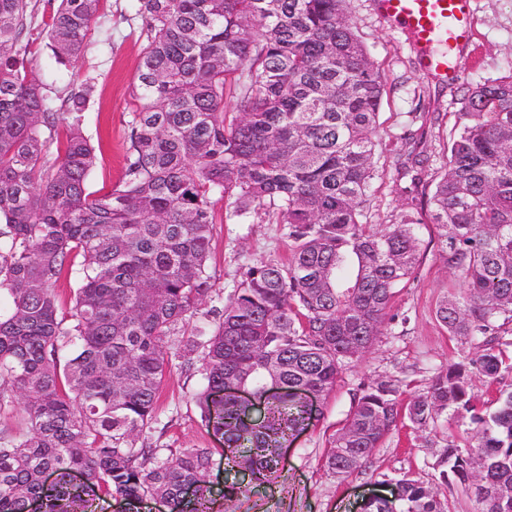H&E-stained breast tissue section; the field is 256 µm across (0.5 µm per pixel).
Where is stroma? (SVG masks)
I'll use <instances>...</instances> for the list:
<instances>
[{"label":"stroma","instance_id":"stroma-1","mask_svg":"<svg viewBox=\"0 0 512 512\" xmlns=\"http://www.w3.org/2000/svg\"><path fill=\"white\" fill-rule=\"evenodd\" d=\"M475 38L470 52L460 58L462 76L478 81L496 78L512 63V0H474ZM350 10L373 60L387 81L388 94L379 114V136L388 149L379 164L370 223H393L402 203L404 183L397 177L391 147L403 133H414L420 150L430 158L421 174L445 161L443 143L456 121L458 106L447 82L420 70L416 54L399 30L380 17L373 0H351ZM146 40L140 34L134 0H103L92 26L91 38L79 64L80 74L98 79L97 95L85 112L84 131L97 139V163L88 188L100 195L121 186L127 129L136 101L132 89ZM424 104L427 117L413 119L416 104ZM421 265L396 295L391 309L395 319L389 331L359 362L351 364L335 386L317 404L318 419L311 422L286 448L284 464L275 478L262 486L244 484L234 501V512H360L362 500L373 494L391 496L394 482L403 476L431 483L446 498L451 512H476L464 484L443 476L440 454L448 441L464 446V427L453 422L423 430L401 421L370 456L367 464L348 478L333 475L325 465L328 442L349 414L360 385L390 379L399 385L402 399L421 390L438 369L460 362L468 344L449 336L435 320V308L444 295L461 288L457 272L440 258L439 231L429 224L420 231ZM291 244L279 224L254 220L248 224H217L212 230L209 269L216 299L202 304V311L222 307L232 294L245 260H288ZM205 384L201 367L185 372L172 363L159 401L155 421L146 436L153 445L175 451L208 448L212 451L210 480L223 489L226 474L220 436L202 423L196 396Z\"/></svg>","mask_w":512,"mask_h":512}]
</instances>
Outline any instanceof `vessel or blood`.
Wrapping results in <instances>:
<instances>
[{
  "label": "vessel or blood",
  "instance_id": "1",
  "mask_svg": "<svg viewBox=\"0 0 512 512\" xmlns=\"http://www.w3.org/2000/svg\"><path fill=\"white\" fill-rule=\"evenodd\" d=\"M377 13L407 36L422 71L452 81L457 52L473 39V0H374Z\"/></svg>",
  "mask_w": 512,
  "mask_h": 512
}]
</instances>
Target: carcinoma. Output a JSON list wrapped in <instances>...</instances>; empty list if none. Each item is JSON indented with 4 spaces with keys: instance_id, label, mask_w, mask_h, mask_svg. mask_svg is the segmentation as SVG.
Instances as JSON below:
<instances>
[{
    "instance_id": "obj_1",
    "label": "carcinoma",
    "mask_w": 512,
    "mask_h": 512,
    "mask_svg": "<svg viewBox=\"0 0 512 512\" xmlns=\"http://www.w3.org/2000/svg\"><path fill=\"white\" fill-rule=\"evenodd\" d=\"M102 0H48L41 31L32 0H0V512H96L112 498L126 512L159 500L169 512H228L240 488L210 492L211 449L165 453L140 440L159 408L172 357L194 367L204 349L202 421L224 437L229 470L259 482L343 368L375 344L398 287L418 272L417 229L434 224L441 259L464 288L435 318L471 345L406 405L391 380L355 395L326 455L330 472L362 468L399 420L425 429L471 425V447L441 454L471 482L477 512H512V386L482 410L470 375L493 385L512 375L501 327L512 323V65L457 88L446 161L407 200L398 220L367 221L378 114L386 85L358 34L349 0H136L146 39L129 124L123 184L88 191L96 152L84 133L97 78L75 74L54 92L30 47L41 37L59 62L84 54ZM235 112L225 109L227 98ZM66 136L56 153L60 127ZM429 157L401 138L397 171ZM231 208L217 216L214 198ZM280 224L286 263L243 266L233 294L175 342L177 326L213 298V224ZM74 280L70 298L57 291ZM260 392L281 386L263 419L225 395L224 382ZM24 398L16 407V395ZM396 498L364 512H449L438 490L405 476Z\"/></svg>"
}]
</instances>
